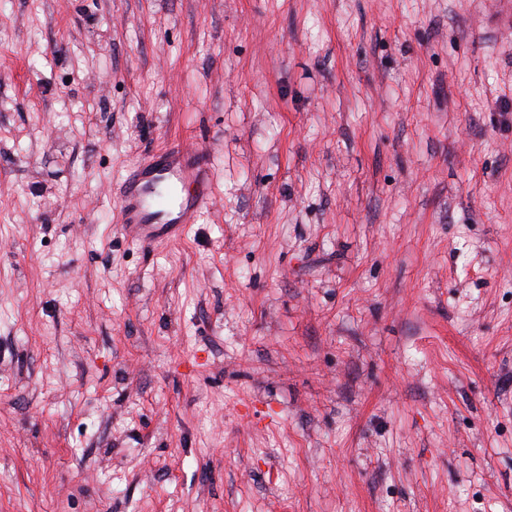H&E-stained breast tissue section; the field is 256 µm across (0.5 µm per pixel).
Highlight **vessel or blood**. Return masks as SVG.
I'll use <instances>...</instances> for the list:
<instances>
[{"label":"vessel or blood","instance_id":"1","mask_svg":"<svg viewBox=\"0 0 512 512\" xmlns=\"http://www.w3.org/2000/svg\"><path fill=\"white\" fill-rule=\"evenodd\" d=\"M209 203L208 163L200 149L180 143L151 152L119 191L121 222L145 248L179 236Z\"/></svg>","mask_w":512,"mask_h":512}]
</instances>
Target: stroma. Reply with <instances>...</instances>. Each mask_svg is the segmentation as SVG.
<instances>
[{
	"instance_id": "1",
	"label": "stroma",
	"mask_w": 512,
	"mask_h": 512,
	"mask_svg": "<svg viewBox=\"0 0 512 512\" xmlns=\"http://www.w3.org/2000/svg\"><path fill=\"white\" fill-rule=\"evenodd\" d=\"M0 512H512L505 0H0ZM209 203L210 173L203 152L179 143L152 151L127 173L118 207L132 240L151 248L196 223Z\"/></svg>"
}]
</instances>
